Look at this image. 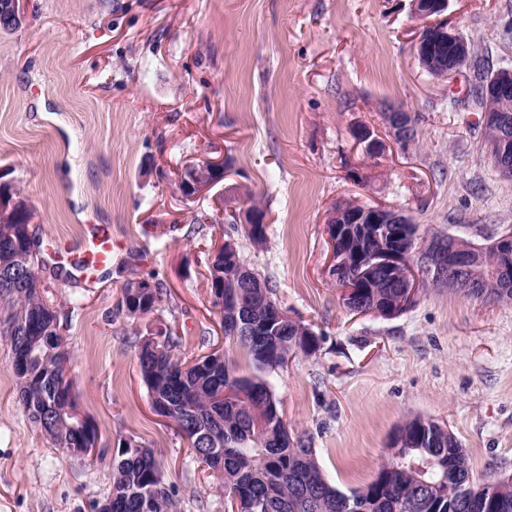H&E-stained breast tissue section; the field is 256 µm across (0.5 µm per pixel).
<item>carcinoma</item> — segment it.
Here are the masks:
<instances>
[{
    "label": "carcinoma",
    "instance_id": "1",
    "mask_svg": "<svg viewBox=\"0 0 512 512\" xmlns=\"http://www.w3.org/2000/svg\"><path fill=\"white\" fill-rule=\"evenodd\" d=\"M29 213L21 224H0V269L20 259L24 279L9 288L0 285V343L10 355L25 358L29 377L15 375L17 397L29 421L57 448L74 441L76 420L66 408L75 407L67 376L69 352L60 334L61 315L36 290L42 259V239ZM365 255L387 245L382 235L359 240ZM241 294L224 289V337L247 351L255 373L240 376L224 354L213 351L191 361L175 354L179 338L164 330L137 349L142 379L151 401L170 406V417L189 441L195 459L219 476L227 493L228 512H458L466 497H478L487 512H512V484L492 481L472 485L468 457L456 437L442 436L406 419L396 432L407 434L401 449L405 464L391 458L378 466L366 485L343 492L323 472L308 440L288 429L279 401L264 375L288 367L302 354L312 356L320 338L296 336L292 324L279 323L263 336H231L237 306L263 325L267 300L276 303L272 282ZM394 289L381 283L366 289L363 300L379 309L392 300ZM163 285L154 283L149 305L124 294L129 314L149 313L163 301ZM112 512H177V502L165 486L154 453L140 444L126 448L112 471Z\"/></svg>",
    "mask_w": 512,
    "mask_h": 512
}]
</instances>
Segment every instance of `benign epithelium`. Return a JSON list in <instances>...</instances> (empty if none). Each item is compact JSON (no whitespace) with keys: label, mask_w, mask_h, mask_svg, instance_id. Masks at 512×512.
<instances>
[{"label":"benign epithelium","mask_w":512,"mask_h":512,"mask_svg":"<svg viewBox=\"0 0 512 512\" xmlns=\"http://www.w3.org/2000/svg\"><path fill=\"white\" fill-rule=\"evenodd\" d=\"M24 0H11L0 14V27L18 26L24 17ZM412 14L424 21L418 31L414 49L416 58L426 72L436 78H445L462 70L474 55L472 44L456 29L448 27L444 13L448 0H411ZM480 96L483 129L491 130L494 137L484 141L487 157L506 178L512 177V150L507 133L512 127V112L502 104L512 99V67L499 66L482 83ZM385 122L393 138L401 143L411 142L415 125L411 115L393 106L385 108ZM357 138L367 143L368 150L378 154L383 144L373 137V131L362 126ZM229 166L224 158H207L185 167L177 179V190L184 203L207 197L215 186L224 181ZM30 209L27 196L7 182H0V224H18ZM235 222L245 225L253 237H260L264 224L262 213L243 207L232 211ZM404 213L384 207L365 206L358 210L347 203L334 206L328 213L326 232L330 242L327 273L336 281L345 268L356 262L360 267L358 285L343 289L346 300L359 303L364 288L375 281L387 283L397 289L400 304L407 307L417 296L419 288L430 283L437 288L468 293L473 289L505 288L512 282V230L500 234L485 245L456 234L432 233L426 236H408L394 232L388 247L370 257L357 247L347 248L356 225L410 224ZM217 294L233 288H260L262 284L249 268L242 266L236 276L225 280L214 274ZM79 432L73 455L83 456L96 451V438L90 424L77 419Z\"/></svg>","instance_id":"1"}]
</instances>
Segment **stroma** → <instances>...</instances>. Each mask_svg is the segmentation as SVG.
I'll list each match as a JSON object with an SVG mask.
<instances>
[{
    "label": "stroma",
    "mask_w": 512,
    "mask_h": 512,
    "mask_svg": "<svg viewBox=\"0 0 512 512\" xmlns=\"http://www.w3.org/2000/svg\"><path fill=\"white\" fill-rule=\"evenodd\" d=\"M24 11L0 30V177L34 207L40 275L69 314L72 394L101 455L50 446L0 344V512H94L129 438L153 449L179 512H224L220 482L154 412L135 355L163 327L180 357L219 351L252 372L208 281L224 215L207 198L184 203L175 185L186 162L223 155L225 205L245 207V187L265 212L263 244L233 235L244 263L321 338L269 380L336 487L370 482L413 416L448 427L475 484L512 476V301L427 286L394 318L357 315L326 275L325 215L341 202L480 244L512 229V183L482 149L474 72L421 68L409 0H25ZM446 16L477 54L512 64V0H449ZM386 105L414 116L413 143L389 134ZM362 124L383 153L356 139ZM91 224L112 259L73 269ZM135 276L167 295L133 317L121 301Z\"/></svg>",
    "instance_id": "stroma-1"
}]
</instances>
